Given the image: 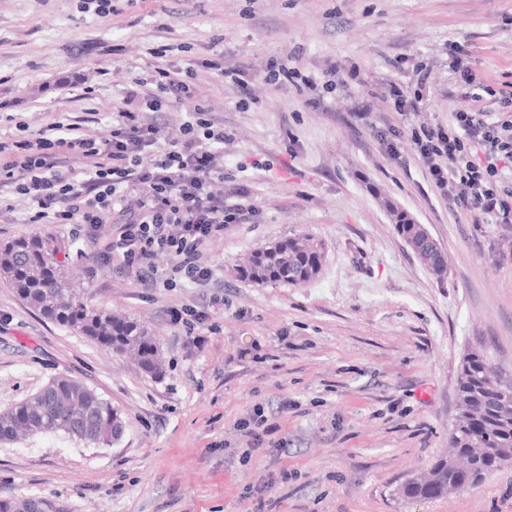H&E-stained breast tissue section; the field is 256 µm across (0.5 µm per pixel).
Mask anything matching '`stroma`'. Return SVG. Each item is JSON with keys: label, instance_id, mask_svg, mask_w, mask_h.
<instances>
[{"label": "stroma", "instance_id": "35a3bbf8", "mask_svg": "<svg viewBox=\"0 0 512 512\" xmlns=\"http://www.w3.org/2000/svg\"><path fill=\"white\" fill-rule=\"evenodd\" d=\"M0 0V137L17 123L61 121L105 137L133 79L192 70L196 103L224 127V196L247 203L205 248L207 287L148 288L96 260L79 224L30 223V203L0 187V247L54 241L90 308L140 321L157 340L154 376L44 318L0 275V412L58 377L77 380L121 416L119 440L62 433L0 443V500L39 497L64 512H512V466L478 487L432 499L402 485L448 450L466 356L484 353L512 378V226L470 224L433 189L409 140L389 160L379 130L444 123L449 112L499 111L512 83V0ZM489 93L466 94L451 51ZM223 55L248 83L226 86L206 60ZM323 81L312 94L265 81L270 59ZM421 89L408 119L384 97ZM407 213L439 243L448 270L427 269L394 229ZM323 242L304 285H257L237 267L279 239ZM202 346L167 311L213 310ZM282 444L248 452L254 406ZM292 473L281 481L282 470Z\"/></svg>", "mask_w": 512, "mask_h": 512}]
</instances>
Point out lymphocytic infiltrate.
Instances as JSON below:
<instances>
[{
	"label": "lymphocytic infiltrate",
	"instance_id": "1",
	"mask_svg": "<svg viewBox=\"0 0 512 512\" xmlns=\"http://www.w3.org/2000/svg\"><path fill=\"white\" fill-rule=\"evenodd\" d=\"M156 91L142 98L145 107H184L180 134L160 143L154 125L137 112L112 115L108 137L78 135L75 125L55 122L20 140L0 139V184L11 185L33 209L31 222L53 219L81 224L98 243L97 260L113 271L150 287L206 286L215 279L204 247L237 222L241 205L227 204L217 187L224 170L217 162L224 129L193 102L190 82L182 73L161 72ZM409 138L432 186L471 223L512 225V186L500 172L512 164V120L494 119L484 109L464 108L448 124L402 125L380 133L383 151L401 161L402 138ZM93 159L83 178L65 171L69 156ZM119 219L117 233L106 231ZM166 259L159 268L158 259Z\"/></svg>",
	"mask_w": 512,
	"mask_h": 512
}]
</instances>
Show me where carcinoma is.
Instances as JSON below:
<instances>
[{"label":"carcinoma","instance_id":"obj_1","mask_svg":"<svg viewBox=\"0 0 512 512\" xmlns=\"http://www.w3.org/2000/svg\"><path fill=\"white\" fill-rule=\"evenodd\" d=\"M395 230L412 246L420 262L434 274L447 271V261L422 225L401 211L393 212ZM49 239L32 237L0 249V271L17 294L45 318L72 328L115 354L133 353L140 368L162 372L155 337L138 321L105 309H89L71 288ZM324 258L321 242L307 237L274 241L252 253L238 269L257 284H305L320 273ZM503 386L485 355L472 352L457 382V414L449 434L456 467L448 457L436 459L426 471L410 479L403 494L410 499L448 495L447 486L460 490L481 484L512 454V410L502 404ZM63 432L86 443H107L121 436L123 422L112 405L72 379H55L40 392L0 413V442L20 434Z\"/></svg>","mask_w":512,"mask_h":512}]
</instances>
